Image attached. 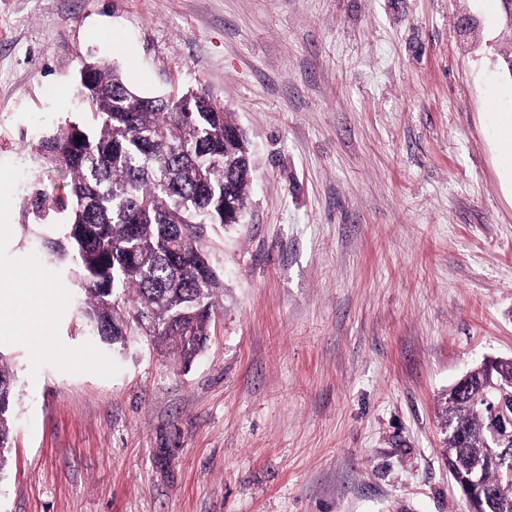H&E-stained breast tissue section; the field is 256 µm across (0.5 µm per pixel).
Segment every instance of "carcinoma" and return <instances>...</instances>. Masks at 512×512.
Returning <instances> with one entry per match:
<instances>
[{
    "mask_svg": "<svg viewBox=\"0 0 512 512\" xmlns=\"http://www.w3.org/2000/svg\"><path fill=\"white\" fill-rule=\"evenodd\" d=\"M92 88L77 96L92 108L42 138L36 150L63 171L58 194L30 199L36 213L51 205L69 211L52 225L46 246L74 261L83 286V315L98 336L125 344L151 324L152 342L173 347L205 336L220 287L198 246L202 226L224 223V204L244 212L252 166L238 127L205 92L147 101L124 83L120 70L89 60ZM82 137L76 141V137ZM14 373L0 356V481L11 447ZM512 407V363L481 362L448 389V473L466 512H512V479L491 445L492 409Z\"/></svg>",
    "mask_w": 512,
    "mask_h": 512,
    "instance_id": "obj_1",
    "label": "carcinoma"
}]
</instances>
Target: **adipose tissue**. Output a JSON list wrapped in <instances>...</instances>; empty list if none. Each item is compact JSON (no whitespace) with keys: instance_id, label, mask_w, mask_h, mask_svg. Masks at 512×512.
I'll list each match as a JSON object with an SVG mask.
<instances>
[{"instance_id":"obj_1","label":"adipose tissue","mask_w":512,"mask_h":512,"mask_svg":"<svg viewBox=\"0 0 512 512\" xmlns=\"http://www.w3.org/2000/svg\"><path fill=\"white\" fill-rule=\"evenodd\" d=\"M36 276L30 271H19L8 284L0 286V293L7 298L0 303V326H8L13 332L31 336L36 353H43L42 339L48 314L57 307L55 294L47 288H34Z\"/></svg>"}]
</instances>
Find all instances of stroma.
<instances>
[{
  "instance_id": "obj_1",
  "label": "stroma",
  "mask_w": 512,
  "mask_h": 512,
  "mask_svg": "<svg viewBox=\"0 0 512 512\" xmlns=\"http://www.w3.org/2000/svg\"><path fill=\"white\" fill-rule=\"evenodd\" d=\"M501 0H0V281L64 298L58 353L0 333L18 392L0 512H463L441 402L512 356V113ZM150 95L206 91L245 134L221 288L186 361L89 335L35 216V144L76 120L82 61ZM505 112H494V118L501 121L502 128L507 132L500 142L499 157L504 170L512 173V113L502 115Z\"/></svg>"
}]
</instances>
